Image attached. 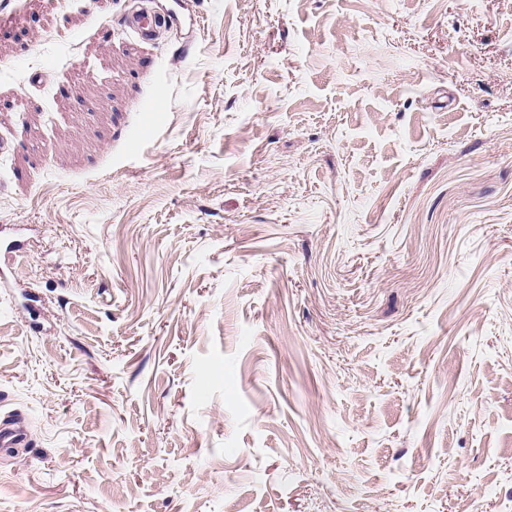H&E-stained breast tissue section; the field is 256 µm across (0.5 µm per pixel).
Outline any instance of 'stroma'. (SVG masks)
I'll list each match as a JSON object with an SVG mask.
<instances>
[{
  "mask_svg": "<svg viewBox=\"0 0 512 512\" xmlns=\"http://www.w3.org/2000/svg\"><path fill=\"white\" fill-rule=\"evenodd\" d=\"M1 141L0 512H512V0H0Z\"/></svg>",
  "mask_w": 512,
  "mask_h": 512,
  "instance_id": "35a3bbf8",
  "label": "stroma"
}]
</instances>
